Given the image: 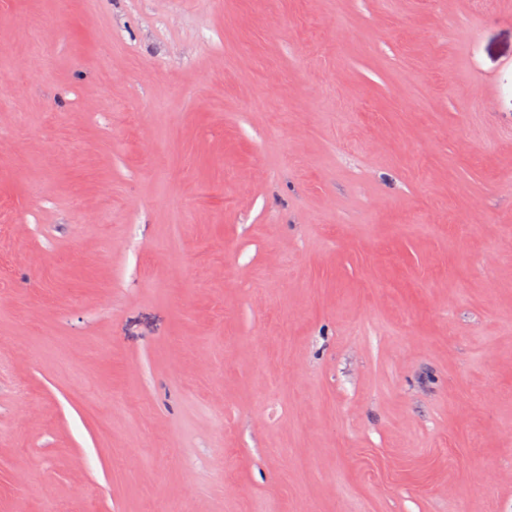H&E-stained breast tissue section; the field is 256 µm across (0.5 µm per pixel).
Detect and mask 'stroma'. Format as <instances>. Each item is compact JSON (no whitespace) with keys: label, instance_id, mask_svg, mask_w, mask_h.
Masks as SVG:
<instances>
[{"label":"stroma","instance_id":"35a3bbf8","mask_svg":"<svg viewBox=\"0 0 512 512\" xmlns=\"http://www.w3.org/2000/svg\"><path fill=\"white\" fill-rule=\"evenodd\" d=\"M0 261V512H512V0H0Z\"/></svg>","mask_w":512,"mask_h":512}]
</instances>
